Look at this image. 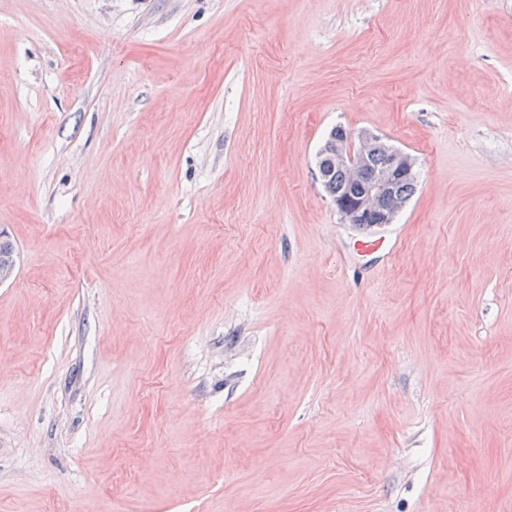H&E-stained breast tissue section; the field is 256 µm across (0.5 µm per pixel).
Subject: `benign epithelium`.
<instances>
[{"label": "benign epithelium", "instance_id": "obj_1", "mask_svg": "<svg viewBox=\"0 0 512 512\" xmlns=\"http://www.w3.org/2000/svg\"><path fill=\"white\" fill-rule=\"evenodd\" d=\"M380 143L381 138L362 134L356 141L348 140L347 149L343 150L336 146L335 137H330L318 156L317 177L321 180L327 179L336 164L348 160L352 162L354 154L360 155ZM385 153L387 162L375 182L364 186L358 194L348 192L336 198V206L343 220L356 228H375L393 223L405 203L396 202L386 208L379 206L378 201L395 181L417 176L415 163L408 154L389 146L385 147Z\"/></svg>", "mask_w": 512, "mask_h": 512}]
</instances>
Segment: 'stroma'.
<instances>
[{
	"label": "stroma",
	"instance_id": "1",
	"mask_svg": "<svg viewBox=\"0 0 512 512\" xmlns=\"http://www.w3.org/2000/svg\"><path fill=\"white\" fill-rule=\"evenodd\" d=\"M0 229V512H512V0H0ZM336 129L342 128L339 127L333 130ZM333 130L330 131L332 134L330 133V138L322 147L318 156L317 177L320 180L327 179L337 163L342 164L348 160L354 161L355 150L360 155L366 150L379 145L382 141L377 136L362 134L358 136V142L356 143L349 136L345 152L336 146ZM383 146L385 147L387 162L377 180L364 186L361 192L360 188L373 179L380 169L383 162L382 151L362 158L360 164L355 168H337L328 180L322 182L331 196L346 190L349 191L345 195L336 198V206L343 220L356 228L362 226L375 228L394 222L397 214L405 207L406 202H396L391 207L386 208L379 206L378 201L395 181L399 180L393 187L394 193L406 199V201L410 199L416 188L417 180L413 178H416L417 173L412 158L399 149L387 145Z\"/></svg>",
	"mask_w": 512,
	"mask_h": 512
}]
</instances>
